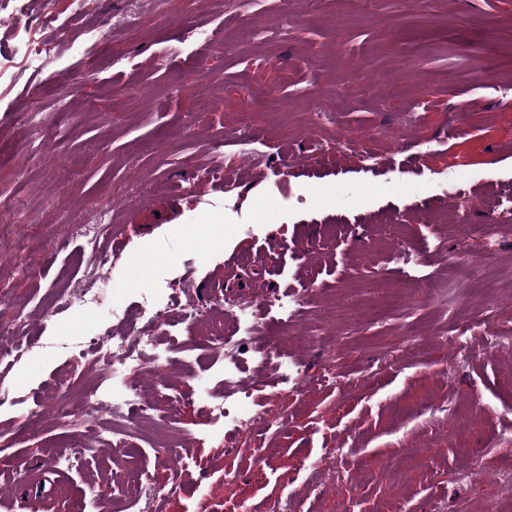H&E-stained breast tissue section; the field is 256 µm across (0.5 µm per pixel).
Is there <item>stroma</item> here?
Masks as SVG:
<instances>
[{
  "label": "stroma",
  "instance_id": "1",
  "mask_svg": "<svg viewBox=\"0 0 512 512\" xmlns=\"http://www.w3.org/2000/svg\"><path fill=\"white\" fill-rule=\"evenodd\" d=\"M72 2L0 0V200L15 232L41 248L10 255L14 271L0 276V330L17 331L20 316L38 330L0 372V485L13 490L0 512H82L115 498L117 475L156 454L133 432L73 465L52 462L81 438L58 417L85 388L87 364L43 341L124 331L56 309L57 295L89 287L76 257L94 238L112 253L114 306L187 279L210 329L230 336L229 301L278 291L305 300L286 338L292 383L244 365L268 425L228 448L204 403L181 406L173 427L194 464L170 495L168 468L144 476L150 510L448 512L467 497L512 512L502 478L512 469V227L479 202L512 200V89L502 83L512 77V0H86V23L107 21L110 40L89 68L55 30ZM242 26L263 40L225 39ZM201 27L224 43L200 57ZM50 37L57 62L27 69V46ZM476 65L482 76L460 82ZM396 96L417 116L412 135ZM244 126L272 130L246 171L233 140ZM376 128L403 136V148L375 145L370 163L341 147ZM287 149L297 161L284 173ZM213 166L230 173L236 208L208 179ZM145 184L157 188L148 206L114 213ZM396 240L414 264L391 261ZM133 250L147 274L126 265ZM464 257L478 261L472 276L454 272ZM428 277L444 295L382 305ZM490 325L507 343L488 344ZM166 348L172 394L183 363L211 362L184 326ZM61 377L67 389L48 399ZM470 470L476 484L460 482Z\"/></svg>",
  "mask_w": 512,
  "mask_h": 512
}]
</instances>
